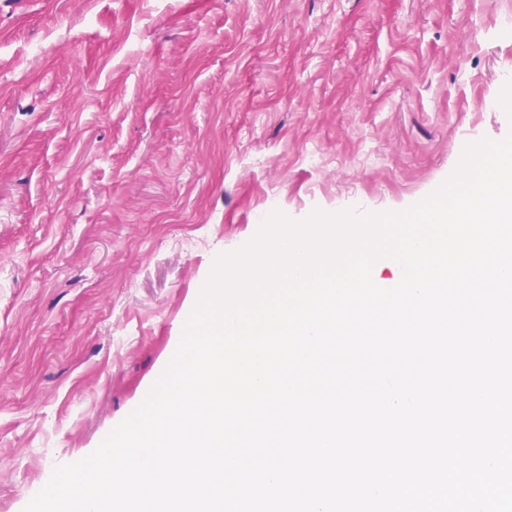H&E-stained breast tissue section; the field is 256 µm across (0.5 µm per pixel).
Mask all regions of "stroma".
<instances>
[{"mask_svg": "<svg viewBox=\"0 0 512 512\" xmlns=\"http://www.w3.org/2000/svg\"><path fill=\"white\" fill-rule=\"evenodd\" d=\"M512 0H0V512L144 400L268 198L399 212L512 134Z\"/></svg>", "mask_w": 512, "mask_h": 512, "instance_id": "35a3bbf8", "label": "stroma"}]
</instances>
